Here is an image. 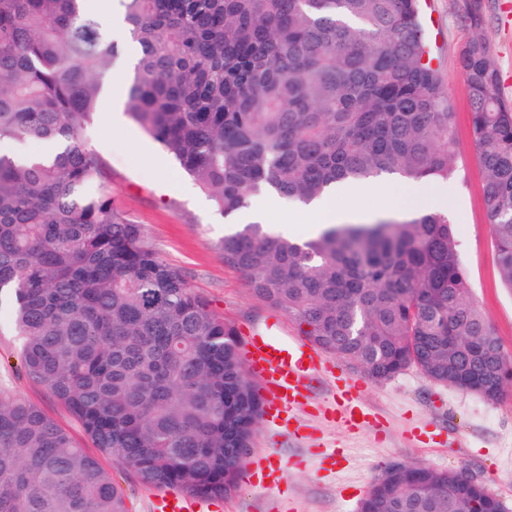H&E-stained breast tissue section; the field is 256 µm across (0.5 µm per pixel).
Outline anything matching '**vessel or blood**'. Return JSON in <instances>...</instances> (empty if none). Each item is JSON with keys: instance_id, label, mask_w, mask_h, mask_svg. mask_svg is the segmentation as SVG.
Here are the masks:
<instances>
[{"instance_id": "vessel-or-blood-1", "label": "vessel or blood", "mask_w": 512, "mask_h": 512, "mask_svg": "<svg viewBox=\"0 0 512 512\" xmlns=\"http://www.w3.org/2000/svg\"><path fill=\"white\" fill-rule=\"evenodd\" d=\"M246 370L260 388L263 420L276 431L301 438L303 429L292 417L294 407L315 402V389L331 388L330 422L351 430L360 429L370 415L360 397V383L334 370L321 352L305 340L281 338L262 329L244 336ZM285 467L275 449L258 452L249 469V480L257 487L281 484ZM213 504L177 491H164L151 499L150 512H213Z\"/></svg>"}]
</instances>
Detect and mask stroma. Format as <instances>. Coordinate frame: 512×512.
<instances>
[{"mask_svg":"<svg viewBox=\"0 0 512 512\" xmlns=\"http://www.w3.org/2000/svg\"><path fill=\"white\" fill-rule=\"evenodd\" d=\"M480 28L470 25L467 0H422L433 64L452 105L458 140L455 175L441 183L443 206L453 220L473 297L512 354V294L501 280L492 244L484 174L471 127V105L460 54L474 37L487 44L500 75V94L512 104V0H481ZM122 99L106 95L84 131L112 178V198L140 224L158 256L177 268L211 310L238 333L271 327L280 336H298L299 324L254 296L244 275L225 264L219 244L228 224L197 180L131 118L116 122ZM19 338L0 314V387L41 409L59 425L76 429L68 410L24 372ZM363 402L372 410L358 432L330 427L304 415L313 431L297 440L275 436L258 424L252 449H277L286 463L281 488L260 492L241 485L220 500V512H357L374 478L388 465L414 463L467 468L512 512V383L496 400L426 379L408 368L386 381L365 380ZM340 448V468L323 471L322 449Z\"/></svg>","mask_w":512,"mask_h":512,"instance_id":"35a3bbf8","label":"stroma"}]
</instances>
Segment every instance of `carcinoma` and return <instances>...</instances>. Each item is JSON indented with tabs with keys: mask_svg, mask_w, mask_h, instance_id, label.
Returning a JSON list of instances; mask_svg holds the SVG:
<instances>
[{
	"mask_svg": "<svg viewBox=\"0 0 512 512\" xmlns=\"http://www.w3.org/2000/svg\"><path fill=\"white\" fill-rule=\"evenodd\" d=\"M93 0H0V295L27 376L98 454L0 390V512H130L100 458L222 500L262 416L238 333L112 200L83 131L112 66ZM138 56L125 107L228 217L258 195L446 181L458 142L419 0H122ZM497 263L512 293V107L487 45L461 52ZM252 293L373 381L409 366L492 400L512 380L475 304L450 214L336 224L300 241L239 224L220 242ZM463 469L392 464L360 512H502Z\"/></svg>",
	"mask_w": 512,
	"mask_h": 512,
	"instance_id": "1",
	"label": "carcinoma"
}]
</instances>
